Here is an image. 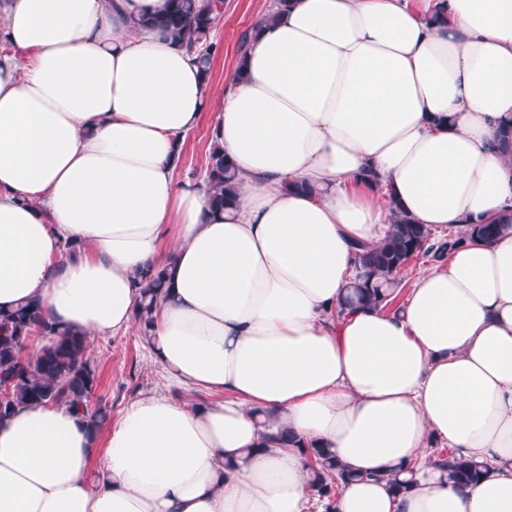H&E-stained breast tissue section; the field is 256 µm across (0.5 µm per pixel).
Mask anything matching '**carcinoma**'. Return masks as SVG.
<instances>
[{
    "label": "carcinoma",
    "mask_w": 512,
    "mask_h": 512,
    "mask_svg": "<svg viewBox=\"0 0 512 512\" xmlns=\"http://www.w3.org/2000/svg\"><path fill=\"white\" fill-rule=\"evenodd\" d=\"M223 13L224 0H172L167 14L150 19V24L165 28L172 38L198 50L200 67L209 76L214 58L220 53L211 32ZM207 174L213 203L222 206L235 200L234 165L215 144L209 154ZM510 230L512 223L481 222L470 225L468 237L489 240ZM461 240V236L451 233L438 237L431 228L396 216L383 243L357 253L358 273L346 303L387 309L397 297L402 282L400 273L412 261L443 260ZM142 281L145 285L140 321L146 325L163 289L168 287L167 272L161 267L148 269ZM34 333L47 342L36 354L24 357L22 350ZM98 384L89 336L46 321L37 303L24 302L0 315V390L5 391V397L0 399V420L7 419L18 406L68 403L82 408L91 429L99 430L109 416V405L101 398L92 401ZM306 454L315 465L313 495L325 502L326 512H336L341 489L353 476L326 448L308 447ZM430 460L448 473V479L460 484L476 482L486 473L483 464L459 457L453 451L436 452Z\"/></svg>",
    "instance_id": "carcinoma-1"
}]
</instances>
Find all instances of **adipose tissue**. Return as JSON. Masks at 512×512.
<instances>
[{
    "label": "adipose tissue",
    "instance_id": "1",
    "mask_svg": "<svg viewBox=\"0 0 512 512\" xmlns=\"http://www.w3.org/2000/svg\"><path fill=\"white\" fill-rule=\"evenodd\" d=\"M168 5L0 0V311L114 335L164 267L148 358L197 393L100 433L17 408L0 512H323L308 444L358 475L338 512H512V234L462 241L399 311L339 309L395 214L512 223V0H288L219 93L142 26ZM207 110L237 174L223 209L177 177ZM437 446L489 474L448 481Z\"/></svg>",
    "mask_w": 512,
    "mask_h": 512
}]
</instances>
